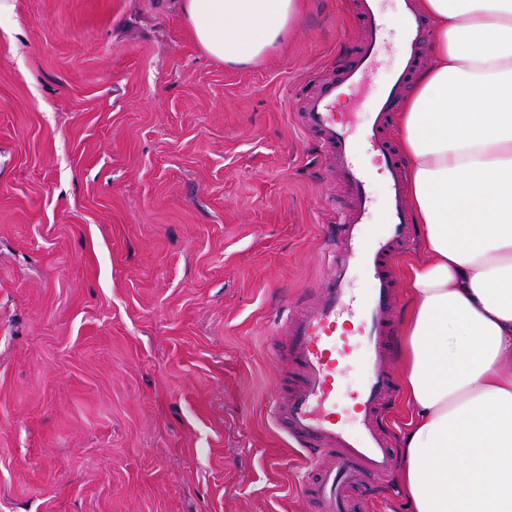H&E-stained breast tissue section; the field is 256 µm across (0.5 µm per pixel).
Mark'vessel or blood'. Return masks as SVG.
Masks as SVG:
<instances>
[{
	"instance_id": "1",
	"label": "vessel or blood",
	"mask_w": 512,
	"mask_h": 512,
	"mask_svg": "<svg viewBox=\"0 0 512 512\" xmlns=\"http://www.w3.org/2000/svg\"><path fill=\"white\" fill-rule=\"evenodd\" d=\"M381 0H356L357 48L338 78L324 82L304 101L300 127L320 143L328 166L347 188L352 205L330 244L331 260L316 300L291 302L281 324L286 341L277 351L296 374L273 411L279 428L314 461L305 491L310 512H351L350 494L364 478L385 479L393 467L392 451L380 416L396 390L387 368L393 357L397 288L393 258L410 239L413 216L407 204L404 162L388 136L401 93L425 62L426 22L414 0H396L395 18L381 10ZM398 28L399 56L383 92L374 97L362 125L336 117L338 101L365 95L369 79L387 50L386 29ZM369 154L376 161L367 167ZM387 183L388 230L365 232L372 214L369 183ZM372 285H353L356 266ZM368 374L361 385L345 379L357 356Z\"/></svg>"
}]
</instances>
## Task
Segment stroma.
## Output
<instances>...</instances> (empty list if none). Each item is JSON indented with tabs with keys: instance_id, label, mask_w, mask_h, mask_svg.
I'll list each match as a JSON object with an SVG mask.
<instances>
[{
	"instance_id": "35a3bbf8",
	"label": "stroma",
	"mask_w": 512,
	"mask_h": 512,
	"mask_svg": "<svg viewBox=\"0 0 512 512\" xmlns=\"http://www.w3.org/2000/svg\"><path fill=\"white\" fill-rule=\"evenodd\" d=\"M0 18V512H308L273 422L287 304L348 204L295 120L354 52L301 0L260 62L179 0H13ZM354 512H407L394 480Z\"/></svg>"
}]
</instances>
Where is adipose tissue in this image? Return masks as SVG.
I'll list each match as a JSON object with an SVG mask.
<instances>
[{
    "label": "adipose tissue",
    "instance_id": "adipose-tissue-1",
    "mask_svg": "<svg viewBox=\"0 0 512 512\" xmlns=\"http://www.w3.org/2000/svg\"><path fill=\"white\" fill-rule=\"evenodd\" d=\"M427 65L397 114L423 227L405 268L397 483L410 512H512V0H418ZM202 49L264 59L300 0H182Z\"/></svg>",
    "mask_w": 512,
    "mask_h": 512
}]
</instances>
